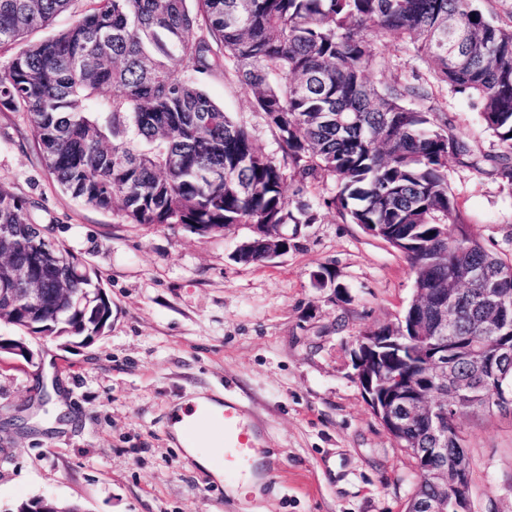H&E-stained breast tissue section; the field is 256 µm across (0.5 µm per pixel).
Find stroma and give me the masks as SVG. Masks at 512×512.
<instances>
[{"instance_id": "1", "label": "stroma", "mask_w": 512, "mask_h": 512, "mask_svg": "<svg viewBox=\"0 0 512 512\" xmlns=\"http://www.w3.org/2000/svg\"><path fill=\"white\" fill-rule=\"evenodd\" d=\"M209 97L277 145L248 93L214 73ZM440 100L475 152L496 142L450 92ZM477 236L512 258V196L493 178L448 163ZM0 183L25 198L101 276L112 325L89 345L33 343L38 367L0 360V512L49 495L85 512H404L417 483L355 380L356 338L396 323L414 296L403 254L334 212L302 227L287 255L243 264L245 228L199 235L126 223L85 206L45 169L23 113L0 107ZM327 268L345 288H317ZM56 381L38 411L37 376ZM245 406L267 448L260 495L234 498L176 441L170 415L194 392ZM471 512H512V413L463 410Z\"/></svg>"}]
</instances>
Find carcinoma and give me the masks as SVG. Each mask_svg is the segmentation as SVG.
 Listing matches in <instances>:
<instances>
[{
  "label": "carcinoma",
  "instance_id": "carcinoma-1",
  "mask_svg": "<svg viewBox=\"0 0 512 512\" xmlns=\"http://www.w3.org/2000/svg\"><path fill=\"white\" fill-rule=\"evenodd\" d=\"M74 2L0 0V46H20L0 72V106L26 114L62 190L129 224H313L321 207L359 225L405 256L418 299L422 339L385 352L378 381H427L428 336L488 335L498 312L478 300L487 283L451 273L484 270L512 298V259L472 231L448 158L512 193V13L478 0H86L68 28L28 40ZM385 39L429 63L433 81L371 80L402 68L373 47ZM217 72L249 92L280 157L203 90L197 76ZM441 86L468 100L496 152L477 156L453 132ZM43 235L28 202L0 185V279L27 264L29 288L100 287L65 249L62 271L50 270L32 245ZM447 291L458 307L443 325L433 300ZM446 430L442 455L425 453L421 426L398 441L415 460L416 497L433 492L424 473L460 461L471 488L457 412Z\"/></svg>",
  "mask_w": 512,
  "mask_h": 512
}]
</instances>
